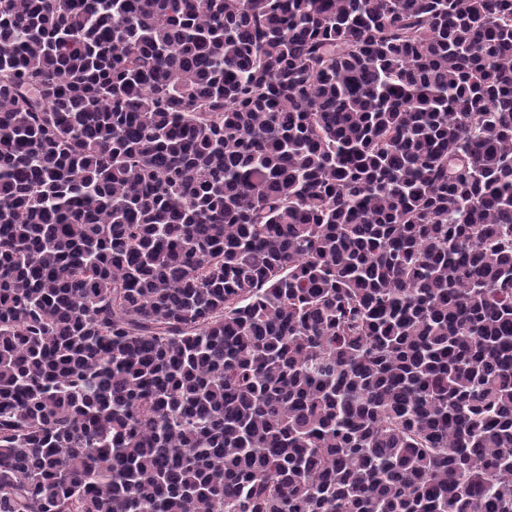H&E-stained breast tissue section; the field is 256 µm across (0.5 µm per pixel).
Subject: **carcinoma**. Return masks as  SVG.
Wrapping results in <instances>:
<instances>
[{"instance_id": "cac0c4a2", "label": "carcinoma", "mask_w": 512, "mask_h": 512, "mask_svg": "<svg viewBox=\"0 0 512 512\" xmlns=\"http://www.w3.org/2000/svg\"><path fill=\"white\" fill-rule=\"evenodd\" d=\"M0 512H512V0H0Z\"/></svg>"}]
</instances>
